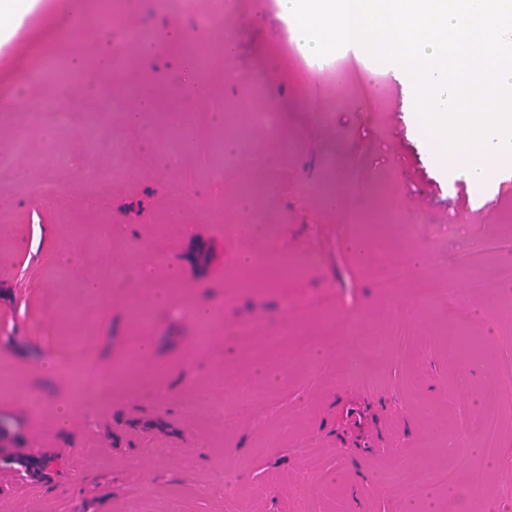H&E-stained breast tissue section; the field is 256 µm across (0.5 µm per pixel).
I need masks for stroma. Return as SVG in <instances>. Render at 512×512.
Masks as SVG:
<instances>
[{"instance_id":"stroma-1","label":"stroma","mask_w":512,"mask_h":512,"mask_svg":"<svg viewBox=\"0 0 512 512\" xmlns=\"http://www.w3.org/2000/svg\"><path fill=\"white\" fill-rule=\"evenodd\" d=\"M112 6L155 38L114 45L106 66L90 18ZM197 12L212 25L192 27ZM287 41L272 0L230 14L224 0H40L0 48V448L63 465L37 484L0 467V512H448L452 490L469 512L512 501V411L484 396L512 366L499 309L512 254L459 301L473 244L512 220V164L481 187L435 168L410 77L383 63L394 82L377 97L356 71L303 72ZM47 61L55 77L29 83ZM53 93L73 128H27ZM255 96L267 122L249 148L213 155ZM180 119L195 131L184 144ZM283 251L302 278L263 265L240 288L245 258ZM383 251L403 280L389 281ZM460 317L495 365L455 358ZM237 324L280 336V354L227 337ZM86 356L105 373L135 360L139 378L75 397L68 372ZM241 387L253 397L217 412ZM66 399L63 428L52 404Z\"/></svg>"}]
</instances>
